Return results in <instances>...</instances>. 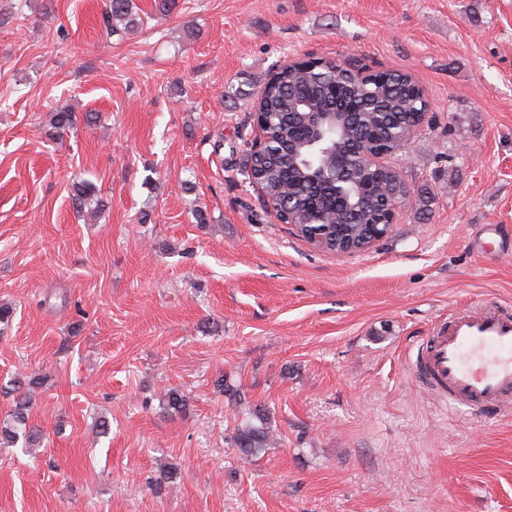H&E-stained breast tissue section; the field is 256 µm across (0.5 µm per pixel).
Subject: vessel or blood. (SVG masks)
I'll list each match as a JSON object with an SVG mask.
<instances>
[{"instance_id": "1", "label": "vessel or blood", "mask_w": 512, "mask_h": 512, "mask_svg": "<svg viewBox=\"0 0 512 512\" xmlns=\"http://www.w3.org/2000/svg\"><path fill=\"white\" fill-rule=\"evenodd\" d=\"M412 374L449 410L494 417L512 408V306L486 298L456 308L417 346Z\"/></svg>"}]
</instances>
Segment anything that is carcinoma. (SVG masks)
I'll return each mask as SVG.
<instances>
[{
    "label": "carcinoma",
    "mask_w": 512,
    "mask_h": 512,
    "mask_svg": "<svg viewBox=\"0 0 512 512\" xmlns=\"http://www.w3.org/2000/svg\"><path fill=\"white\" fill-rule=\"evenodd\" d=\"M106 35L115 32L116 24L133 29L141 24L133 13L130 0H107L103 14ZM385 78L371 83H359L336 72V61L322 60L321 65L285 67L270 77L261 89V112L271 139L266 150L247 158L246 168L253 175L264 194L288 209L293 201L294 210L306 222L307 233L318 236L319 248L336 251V244L358 245L372 238L375 189L391 190L405 183L403 174L377 172L373 175L358 167L356 155L371 150L374 145L397 141L407 130L417 125L421 113L427 111L426 101L415 91L412 77L403 72H384ZM317 112H358L359 120L351 127L342 154L324 158V179L317 183L305 178L297 170H288V153L300 154L306 150L310 128ZM77 121L75 113L62 108L52 113L50 125L55 132L72 128ZM353 175L361 181L374 183L359 209L354 213L336 199V178ZM36 381H14V407L0 423V444L7 447L23 441L27 447L39 442L37 430L29 425L30 388ZM216 388L227 401L244 416L232 436L238 452L258 459L271 445L272 428L266 409L247 401L242 386L230 375L215 381ZM168 414L183 413L189 409V400L175 388L164 392L159 400Z\"/></svg>",
    "instance_id": "cac0c4a2"
}]
</instances>
